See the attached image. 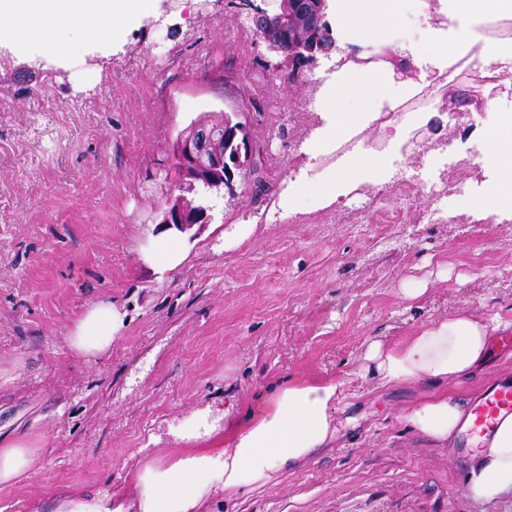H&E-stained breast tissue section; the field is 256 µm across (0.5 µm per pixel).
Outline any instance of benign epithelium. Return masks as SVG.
Returning <instances> with one entry per match:
<instances>
[{"label": "benign epithelium", "mask_w": 512, "mask_h": 512, "mask_svg": "<svg viewBox=\"0 0 512 512\" xmlns=\"http://www.w3.org/2000/svg\"><path fill=\"white\" fill-rule=\"evenodd\" d=\"M241 6L252 20L255 39L280 58L276 71L282 77L314 66L318 56H327L336 49L327 20L328 0H321L320 13L310 21V26L318 30L315 41L291 47L288 46V28L293 25L296 15L305 13L304 0H281L280 11L272 15L256 5L255 0H244ZM253 123V113L249 111L226 113L222 137L213 136L211 125L197 122L190 126V134L176 138L171 161L172 167L177 169V180L172 184L173 194L169 197L162 223L176 227L182 233L208 223L207 209L194 205L186 197L194 192L199 182L218 190L232 183L235 174L248 170L256 174L254 191L261 192L264 184L257 176L256 155L264 151V146L251 134ZM226 141L234 145V151L229 154L222 148Z\"/></svg>", "instance_id": "1"}]
</instances>
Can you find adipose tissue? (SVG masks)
<instances>
[{
  "label": "adipose tissue",
  "mask_w": 512,
  "mask_h": 512,
  "mask_svg": "<svg viewBox=\"0 0 512 512\" xmlns=\"http://www.w3.org/2000/svg\"><path fill=\"white\" fill-rule=\"evenodd\" d=\"M162 0H0V53L29 61L55 62L74 48L111 54L126 31L159 13ZM334 35L340 46L372 48L374 53L408 52L410 65L399 75L391 64L365 69L344 66L324 82L322 123L314 147L328 151L338 139L362 128L369 113L393 110L429 84L421 69L430 58L443 71L449 60L465 55L489 62L500 46L488 40L482 26L485 11L479 0H330ZM424 16L426 27L412 40L400 31L406 14ZM77 25L79 38L66 37ZM485 128L487 158L497 170L496 180L479 200L465 208L512 209V113L489 108ZM403 126L389 135L390 152L378 154L357 147L344 167L322 181H306L284 191L282 207L306 199L326 207L359 183L389 180L394 152L405 138ZM186 259L182 242L160 236L142 252L154 273L178 269ZM123 313L112 301L92 304L73 324L70 350L91 359L105 354L124 328ZM507 324L472 313H459L424 326L403 342L383 347L372 343L365 355L377 379L386 385L427 382L428 394L407 414L412 429L445 445L462 434L477 448L467 480L470 496L490 502L512 492V415L501 419L492 433L473 432L472 414L463 400L443 392V385L470 378L487 361ZM343 393L339 381L282 383L273 387L261 412L223 437L221 428L204 423L190 430L187 445L173 456L144 460L128 492L96 491L55 497L51 512H204L212 499H234L266 485L279 471L300 467L335 441L336 408ZM37 451L34 438L0 440V487L14 484L31 467Z\"/></svg>",
  "instance_id": "ef3b65f1"
}]
</instances>
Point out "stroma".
Masks as SVG:
<instances>
[{"mask_svg": "<svg viewBox=\"0 0 512 512\" xmlns=\"http://www.w3.org/2000/svg\"><path fill=\"white\" fill-rule=\"evenodd\" d=\"M235 0H163L161 18L130 30L111 55L72 54L22 72L0 56V437L41 443L29 472L0 489V512L47 498L125 490L145 457L170 456L202 411L227 409L225 432L258 412L282 382H343L337 437L304 465L209 512H512V496L479 503L465 492L471 449L440 447L407 411L427 383L383 385L366 369L377 341L398 344L430 322L469 312L512 324V209L460 207L496 178L483 118L455 124L447 108L399 158L414 183L447 174L457 220L428 223L416 186L384 184L386 224L351 221L356 196L281 208L300 177L340 166L311 146L312 89L275 73ZM262 106L266 145L252 179L214 194L210 222L182 235L188 252L159 276L141 252L166 227L173 141L201 116ZM470 150L473 168L454 165ZM427 283L419 298L402 286ZM112 300L125 326L108 354L75 355L66 336L87 307ZM512 381V345L449 386L472 401Z\"/></svg>", "mask_w": 512, "mask_h": 512, "instance_id": "stroma-1", "label": "stroma"}]
</instances>
